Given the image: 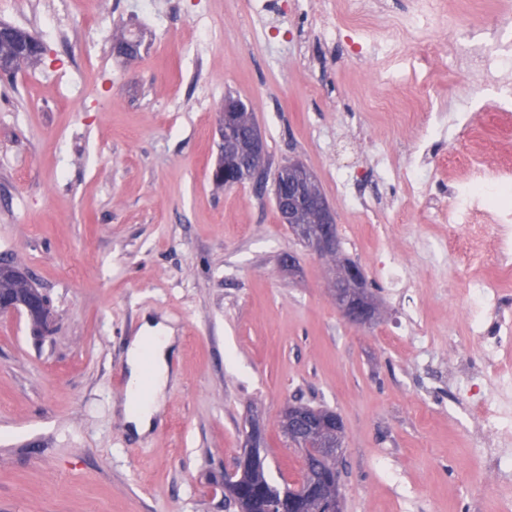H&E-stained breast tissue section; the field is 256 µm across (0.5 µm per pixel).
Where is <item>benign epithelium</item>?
Masks as SVG:
<instances>
[{"label": "benign epithelium", "mask_w": 512, "mask_h": 512, "mask_svg": "<svg viewBox=\"0 0 512 512\" xmlns=\"http://www.w3.org/2000/svg\"><path fill=\"white\" fill-rule=\"evenodd\" d=\"M246 107L238 99H224V112L219 115V131L222 143L229 147L239 144L243 150L228 151L224 157V168L214 172V176L224 180L225 185L238 183L245 175L260 184L272 180L274 200L279 209L282 222L291 231L297 233L301 242L314 255L323 258L335 256L340 251L336 216L325 197L318 193L313 173L302 162L288 160L277 167L270 166L266 156L260 130L253 120L241 119ZM315 217V223L305 224L309 216ZM365 275L355 262L348 261L332 284V294L336 306L346 322L364 325L374 316L375 308L365 288ZM46 295L32 286L27 292L18 296L6 289H0V315L23 312L31 322L46 331L50 327L48 320ZM282 417L288 419L291 429H308L306 412L300 405H287ZM263 440L262 431L255 423L249 424L245 435L246 451L237 458L230 472L231 480L224 482L226 496L235 503L237 512H254V498L250 493V475L258 464L257 450ZM321 485L314 482L299 495H288L282 501L288 507L280 512H305L303 504L317 497Z\"/></svg>", "instance_id": "7a95c632"}]
</instances>
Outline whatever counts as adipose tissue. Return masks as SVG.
I'll use <instances>...</instances> for the list:
<instances>
[{
    "label": "adipose tissue",
    "mask_w": 512,
    "mask_h": 512,
    "mask_svg": "<svg viewBox=\"0 0 512 512\" xmlns=\"http://www.w3.org/2000/svg\"><path fill=\"white\" fill-rule=\"evenodd\" d=\"M176 342L173 331L163 322L146 320L127 348L129 388L122 404V414L129 431L141 436L150 432L160 403L173 386L176 376ZM152 366V380L147 393H140L144 364Z\"/></svg>",
    "instance_id": "obj_1"
}]
</instances>
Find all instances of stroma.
Segmentation results:
<instances>
[{"label":"stroma","mask_w":512,"mask_h":512,"mask_svg":"<svg viewBox=\"0 0 512 512\" xmlns=\"http://www.w3.org/2000/svg\"><path fill=\"white\" fill-rule=\"evenodd\" d=\"M364 0L361 23L384 40L359 49L328 34L337 0H0V23L46 52L0 79V262L50 298L52 331L34 337L0 316V512H234L224 474L249 421L264 429L268 478L298 480L303 461L278 428L290 403L338 413L343 512H502L512 477L481 488L484 449L463 434L449 387L466 337L471 286L494 273L512 306V259L497 261L485 211L466 253L448 248L445 210L465 152L512 162V124L451 57L396 79L401 40L442 42L451 15L512 17V0ZM135 39L139 51L122 45ZM252 108L272 164L301 160L336 216L340 259L363 269L375 319L353 326L330 288L339 272L282 224L271 187L215 183L228 95ZM408 101L437 131L394 127L367 103ZM293 253L297 272L280 259ZM402 265L403 292L380 270ZM416 310L421 328L395 332ZM177 338L178 381L156 428L129 434L118 409L127 345L143 318ZM512 417V351L484 377Z\"/></svg>","instance_id":"35a3bbf8"}]
</instances>
